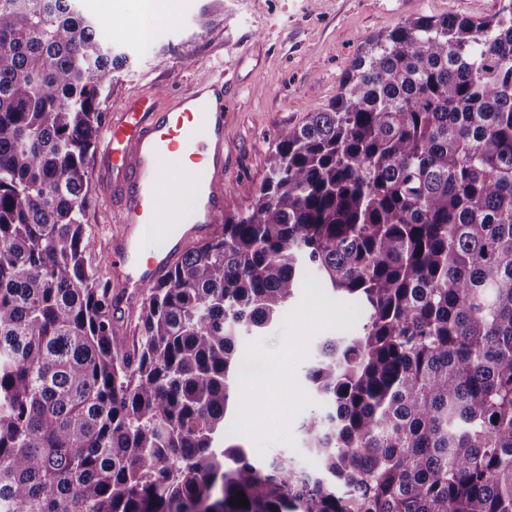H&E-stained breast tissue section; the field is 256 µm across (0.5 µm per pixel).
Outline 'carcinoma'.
Masks as SVG:
<instances>
[{
	"instance_id": "carcinoma-1",
	"label": "carcinoma",
	"mask_w": 512,
	"mask_h": 512,
	"mask_svg": "<svg viewBox=\"0 0 512 512\" xmlns=\"http://www.w3.org/2000/svg\"><path fill=\"white\" fill-rule=\"evenodd\" d=\"M75 2L0 0V512H512V0L368 40L132 336L85 224L128 55ZM310 277L362 328L309 370L315 468L258 464L236 343ZM116 289L112 282V312L114 310V321L120 332H126L127 336H132L135 327V310L132 313L128 312L124 298L117 296Z\"/></svg>"
}]
</instances>
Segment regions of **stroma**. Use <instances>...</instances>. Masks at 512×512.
I'll list each match as a JSON object with an SVG mask.
<instances>
[{
	"instance_id": "obj_1",
	"label": "stroma",
	"mask_w": 512,
	"mask_h": 512,
	"mask_svg": "<svg viewBox=\"0 0 512 512\" xmlns=\"http://www.w3.org/2000/svg\"><path fill=\"white\" fill-rule=\"evenodd\" d=\"M105 2L78 0V5L128 56L108 106L149 93L163 102L217 66L235 70L240 86L232 118L235 151L224 180L228 212L251 205L280 135L308 113L328 108L368 37L420 16L452 12L478 18L500 6L499 0H175L162 34L145 42L130 36V18L106 11ZM206 5L214 24L203 33L196 18ZM87 166L86 222L101 245L90 258L96 265L110 246L118 207L99 172L98 153L89 154ZM361 323L353 304L311 279L285 314L242 336L239 346L248 353L285 357L289 389L283 414L275 416L249 391L237 388L230 410L234 443L262 461L285 457L307 467L300 426L322 406L307 378L317 346L328 336L358 333Z\"/></svg>"
}]
</instances>
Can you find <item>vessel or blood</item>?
<instances>
[{"label":"vessel or blood","instance_id":"b4317fda","mask_svg":"<svg viewBox=\"0 0 512 512\" xmlns=\"http://www.w3.org/2000/svg\"><path fill=\"white\" fill-rule=\"evenodd\" d=\"M234 89L223 72L195 80L166 106L139 95L115 108L99 142L104 174L120 204L108 261L111 276L135 298L163 275L171 252L187 236L205 238L224 212L221 186L227 170L228 118ZM182 150L201 170L203 204L184 224H167L160 209L161 173L169 153Z\"/></svg>","mask_w":512,"mask_h":512}]
</instances>
